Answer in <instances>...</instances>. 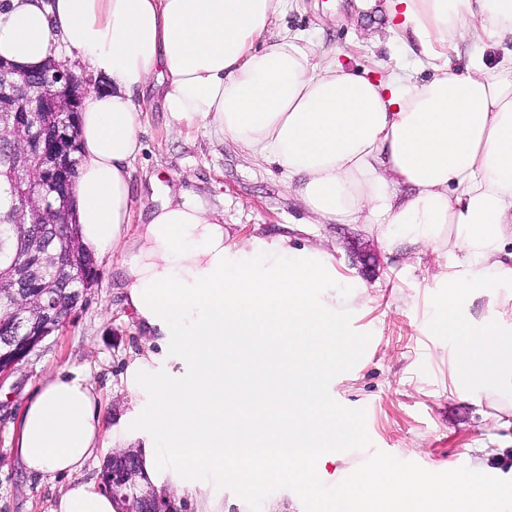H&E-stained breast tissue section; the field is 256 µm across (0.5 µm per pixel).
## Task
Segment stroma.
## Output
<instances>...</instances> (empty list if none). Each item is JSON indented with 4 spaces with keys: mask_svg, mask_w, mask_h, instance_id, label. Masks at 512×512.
<instances>
[{
    "mask_svg": "<svg viewBox=\"0 0 512 512\" xmlns=\"http://www.w3.org/2000/svg\"><path fill=\"white\" fill-rule=\"evenodd\" d=\"M387 26L380 4L365 9L359 0H285L283 15L270 29L304 33L316 52H336L354 68L378 75L405 69L426 77ZM140 110L143 150L132 164L126 236L138 235L146 223L150 180L156 177L223 211L227 243L261 237L319 244L332 256L342 284L367 288V307L346 316L350 331L366 340L352 366L356 380L332 388L333 401L349 409L362 428L357 446L345 452L347 466L366 467L389 457L405 469L431 471L444 482L450 471L465 468L466 449L482 448L490 477L512 489V427L494 425L456 393L452 345L429 326L434 303L444 293L432 257L413 244L393 255L377 229L364 224L311 223L277 167L257 161L211 129H178L156 94H147ZM360 247L376 254L370 269L353 258ZM121 262L117 252L96 259L98 284L72 319L0 381V512H44L53 495L50 486L26 474L13 447L28 390L54 371L88 369L118 426L116 441L145 444L138 433L120 426L129 410L120 375L141 346L137 316L119 286ZM221 497L226 512H263L274 500L282 501L286 512H327L329 507L328 499L306 498L276 480L246 501L229 484Z\"/></svg>",
    "mask_w": 512,
    "mask_h": 512,
    "instance_id": "35a3bbf8",
    "label": "stroma"
}]
</instances>
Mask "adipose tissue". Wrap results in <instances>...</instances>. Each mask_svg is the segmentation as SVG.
I'll return each instance as SVG.
<instances>
[{"label": "adipose tissue", "mask_w": 512, "mask_h": 512, "mask_svg": "<svg viewBox=\"0 0 512 512\" xmlns=\"http://www.w3.org/2000/svg\"><path fill=\"white\" fill-rule=\"evenodd\" d=\"M283 2L9 0L0 13V58L36 69L79 56L107 83L79 112L75 220L87 253L122 254L126 303L148 338L121 379L126 420L149 443L142 468L170 490L214 474L250 495L277 480L330 494V512H512V492L478 455L444 483L386 459L345 468L361 428L332 404L330 382L361 351L343 315L368 295H329L338 273L323 249L231 248L220 213L191 198L151 210L146 244L124 234L142 150L134 96L153 88L176 125L212 128L277 164L317 223L373 224L388 248L408 238L450 254L432 328L453 342L458 374L477 379L475 405L512 394V323L463 311L480 298L512 307V0H387L423 79L360 72L302 35L269 33ZM243 341L253 371L269 357L287 365L264 393L224 383V353ZM173 356L188 377L159 372ZM228 399L249 406L251 438L225 418ZM112 435L87 370L60 369L29 393L15 450L27 475L57 486L46 512H117L81 477ZM331 466L341 473L330 493Z\"/></svg>", "instance_id": "adipose-tissue-1"}]
</instances>
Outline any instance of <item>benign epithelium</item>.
<instances>
[{"mask_svg": "<svg viewBox=\"0 0 512 512\" xmlns=\"http://www.w3.org/2000/svg\"><path fill=\"white\" fill-rule=\"evenodd\" d=\"M95 88L97 83L91 76L79 75L60 62L51 60L36 71H26L0 59V115L9 113L10 121L7 126L0 123V138L15 136L11 164L34 158L25 175L28 184L49 187L40 197L39 208L58 219L56 232L64 246L58 256L66 262L78 248V227L71 219L75 131L66 124L52 131L41 130L39 116L76 112ZM78 275L79 292L85 296L98 284V269L90 263L79 268ZM36 302L41 319L25 324L22 332L0 343V380L17 370L33 350L73 317L59 313L50 288L40 290ZM141 457L140 448L114 449L112 461L103 466L102 478L119 512H172L170 502L142 472Z\"/></svg>", "mask_w": 512, "mask_h": 512, "instance_id": "1", "label": "benign epithelium"}]
</instances>
